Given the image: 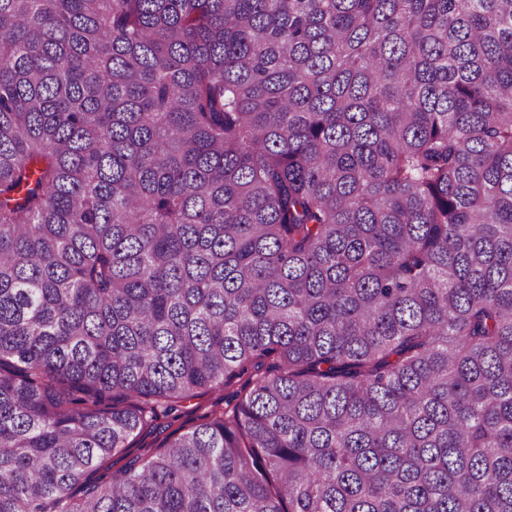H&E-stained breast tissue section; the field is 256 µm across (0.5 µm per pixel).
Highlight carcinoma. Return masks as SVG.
Here are the masks:
<instances>
[{
	"label": "carcinoma",
	"mask_w": 512,
	"mask_h": 512,
	"mask_svg": "<svg viewBox=\"0 0 512 512\" xmlns=\"http://www.w3.org/2000/svg\"><path fill=\"white\" fill-rule=\"evenodd\" d=\"M0 512H512V0H0ZM232 389L224 390V388H216L206 393L201 392L199 396L182 402L173 415L169 417H160L156 421L157 426L150 432L143 434L133 448H130L124 459L118 460L112 470L122 467L128 459L137 456L140 452L139 448L157 447L161 444L164 437L171 431L178 428L189 429L199 424L200 416L205 413L214 402H219L220 406H224V396ZM175 417V418H174Z\"/></svg>",
	"instance_id": "obj_1"
}]
</instances>
